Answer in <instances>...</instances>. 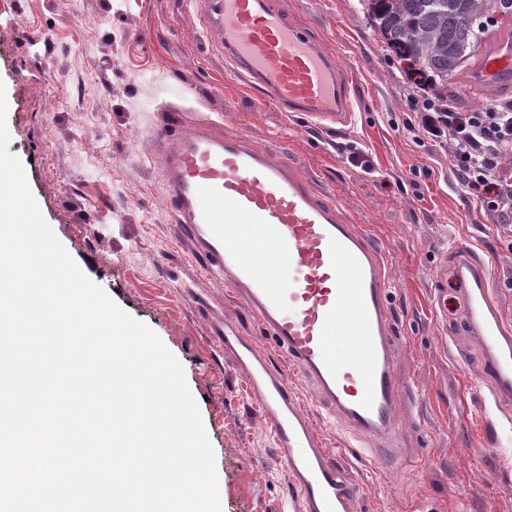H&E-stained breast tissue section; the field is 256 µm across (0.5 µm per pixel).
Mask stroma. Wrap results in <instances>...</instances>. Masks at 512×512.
<instances>
[{
  "label": "stroma",
  "instance_id": "1",
  "mask_svg": "<svg viewBox=\"0 0 512 512\" xmlns=\"http://www.w3.org/2000/svg\"><path fill=\"white\" fill-rule=\"evenodd\" d=\"M337 59L350 122L261 105L203 26L201 0H0V81L8 150L22 162L43 217L80 268L181 362L216 455L222 512H293L295 488L245 377L224 354L232 320L288 381L330 458L357 485L360 512H512V395L496 394L465 316L457 276L468 256L512 326V252L478 209L443 148L407 122L415 93L357 0H271ZM462 68L459 107L512 100V84ZM242 135L300 165L340 196L386 258L394 373L412 390L395 419L394 455L363 456L326 427L308 378L287 360L245 299L207 272L182 237L156 158L165 114ZM368 156L373 173L347 159Z\"/></svg>",
  "mask_w": 512,
  "mask_h": 512
}]
</instances>
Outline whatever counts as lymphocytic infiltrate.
<instances>
[{"label":"lymphocytic infiltrate","instance_id":"obj_1","mask_svg":"<svg viewBox=\"0 0 512 512\" xmlns=\"http://www.w3.org/2000/svg\"><path fill=\"white\" fill-rule=\"evenodd\" d=\"M409 126L445 149L458 182L507 228L503 242L512 251V102L464 111L451 100L426 97Z\"/></svg>","mask_w":512,"mask_h":512}]
</instances>
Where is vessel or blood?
I'll use <instances>...</instances> for the list:
<instances>
[{
	"instance_id": "1",
	"label": "vessel or blood",
	"mask_w": 512,
	"mask_h": 512,
	"mask_svg": "<svg viewBox=\"0 0 512 512\" xmlns=\"http://www.w3.org/2000/svg\"><path fill=\"white\" fill-rule=\"evenodd\" d=\"M203 25L260 100L318 120H341L349 90L334 58L288 24L271 0H206ZM481 80L512 78V42L486 61ZM158 167L180 233L211 273L239 292L288 358L309 378L330 421L396 447V378L386 264L347 218L341 200L314 189L294 164L240 135L180 125ZM289 271L288 287L279 284ZM489 269L460 272L466 317L487 353V371L512 390V334L490 299ZM224 353L260 404L292 474L295 512H357L358 496L322 448L284 376L232 321Z\"/></svg>"
}]
</instances>
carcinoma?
<instances>
[{"label": "carcinoma", "mask_w": 512, "mask_h": 512, "mask_svg": "<svg viewBox=\"0 0 512 512\" xmlns=\"http://www.w3.org/2000/svg\"><path fill=\"white\" fill-rule=\"evenodd\" d=\"M386 48L415 74L446 82L478 50L479 20L512 8V0H361Z\"/></svg>", "instance_id": "carcinoma-1"}]
</instances>
